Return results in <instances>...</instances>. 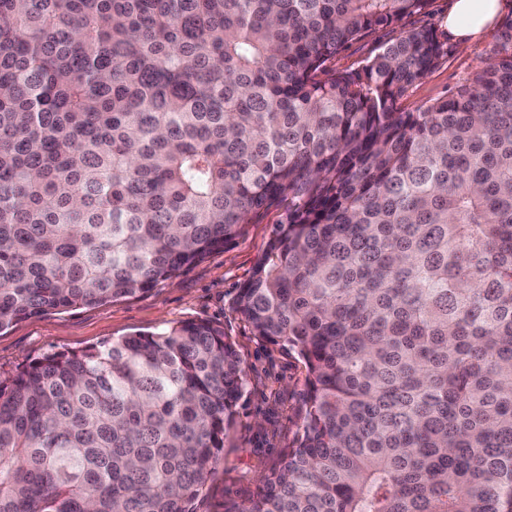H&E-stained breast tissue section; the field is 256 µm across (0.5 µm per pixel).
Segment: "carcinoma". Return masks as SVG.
<instances>
[{"instance_id": "1", "label": "carcinoma", "mask_w": 512, "mask_h": 512, "mask_svg": "<svg viewBox=\"0 0 512 512\" xmlns=\"http://www.w3.org/2000/svg\"><path fill=\"white\" fill-rule=\"evenodd\" d=\"M431 0H0V329L143 294L286 201L235 311L306 412L224 512H512V14L472 78ZM354 72L330 63L377 26ZM246 371L187 322L0 380V512H198Z\"/></svg>"}]
</instances>
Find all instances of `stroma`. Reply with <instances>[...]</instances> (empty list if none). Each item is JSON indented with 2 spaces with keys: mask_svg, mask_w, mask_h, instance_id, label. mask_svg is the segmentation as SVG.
<instances>
[{
  "mask_svg": "<svg viewBox=\"0 0 512 512\" xmlns=\"http://www.w3.org/2000/svg\"><path fill=\"white\" fill-rule=\"evenodd\" d=\"M396 34L392 27L372 31L342 50L332 68L338 72L358 69ZM497 35V30H490L464 49L448 40L447 55L412 86L402 108L413 111L429 105L464 83L496 43ZM287 209L284 202L271 207L224 248L146 294L47 311L0 331V378L43 355L81 350L136 331L157 332L187 321L220 326L240 355L247 385L238 402L235 425L207 482L202 512H224L228 502L249 504L262 492V474L277 467L283 449L295 441L306 410L302 360L254 336L234 310L240 284L262 258L273 227L284 220Z\"/></svg>",
  "mask_w": 512,
  "mask_h": 512,
  "instance_id": "obj_1",
  "label": "stroma"
}]
</instances>
